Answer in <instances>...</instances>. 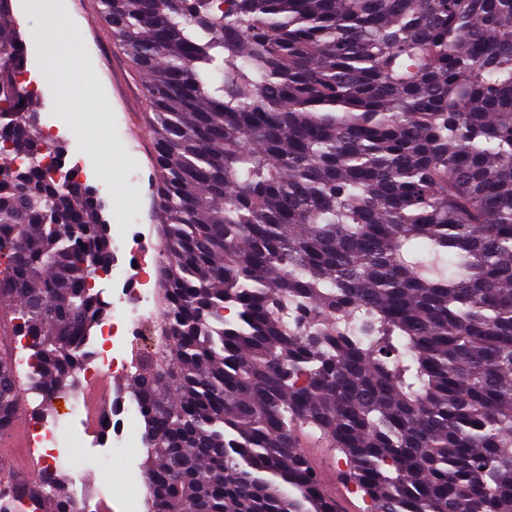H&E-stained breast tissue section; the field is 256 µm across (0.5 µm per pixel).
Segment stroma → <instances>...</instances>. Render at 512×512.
Masks as SVG:
<instances>
[{"instance_id": "obj_1", "label": "stroma", "mask_w": 512, "mask_h": 512, "mask_svg": "<svg viewBox=\"0 0 512 512\" xmlns=\"http://www.w3.org/2000/svg\"><path fill=\"white\" fill-rule=\"evenodd\" d=\"M12 28L31 42L29 67L38 82L33 110L41 126L57 125L56 144L71 163L83 167V184L104 204L107 224H136L138 247L152 262L159 242L161 200L154 164L153 111L142 79L127 51L103 18L100 0H11ZM60 23L59 40L73 46L84 59L69 81L72 96L62 102L61 90L46 76L50 45L43 37L49 23ZM89 131L105 133L109 158L89 144ZM112 166V179L103 182V163Z\"/></svg>"}]
</instances>
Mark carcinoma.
I'll return each instance as SVG.
<instances>
[{
    "label": "carcinoma",
    "mask_w": 512,
    "mask_h": 512,
    "mask_svg": "<svg viewBox=\"0 0 512 512\" xmlns=\"http://www.w3.org/2000/svg\"><path fill=\"white\" fill-rule=\"evenodd\" d=\"M154 111L169 355L127 377L156 512H512V0H101ZM0 0V303L79 387L112 258L40 166ZM27 112L14 122L18 110ZM18 370L0 356V431ZM20 498L82 512L46 468ZM308 446L305 450L313 463L316 459L323 476L325 474L332 476L336 486V478L340 482L339 473L345 467L340 460V456L332 453L329 448L319 447L315 444H309Z\"/></svg>",
    "instance_id": "1"
}]
</instances>
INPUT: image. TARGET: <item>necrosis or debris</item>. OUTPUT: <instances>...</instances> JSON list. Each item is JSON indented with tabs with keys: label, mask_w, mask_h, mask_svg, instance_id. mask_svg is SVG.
Returning <instances> with one entry per match:
<instances>
[{
	"label": "necrosis or debris",
	"mask_w": 512,
	"mask_h": 512,
	"mask_svg": "<svg viewBox=\"0 0 512 512\" xmlns=\"http://www.w3.org/2000/svg\"><path fill=\"white\" fill-rule=\"evenodd\" d=\"M136 227L120 225L112 240V264L109 277L114 287L100 293L99 298L106 312L101 318L97 336L88 338L83 349L88 356L78 372V380L92 389L93 398L71 400L69 422L51 418L32 422L31 436L40 446L38 459L47 465L65 455L70 470L80 471L87 465H96L105 483H113L114 456L128 455L139 436L135 431L142 414L136 404L111 399L108 390L99 388L102 375L115 377L127 375L143 354L159 355L164 349L160 334L155 331L153 309L156 297L150 289L151 270L142 263L139 252L130 247ZM111 403V413L98 411V403ZM82 428L89 437L95 456L72 452L76 441L75 428Z\"/></svg>",
	"instance_id": "necrosis-or-debris-1"
}]
</instances>
